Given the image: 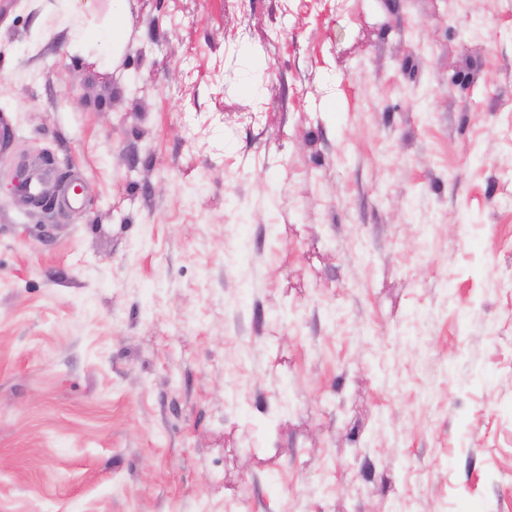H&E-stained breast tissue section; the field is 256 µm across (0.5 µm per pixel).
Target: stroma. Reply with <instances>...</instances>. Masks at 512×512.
Returning <instances> with one entry per match:
<instances>
[{"label":"stroma","instance_id":"35a3bbf8","mask_svg":"<svg viewBox=\"0 0 512 512\" xmlns=\"http://www.w3.org/2000/svg\"><path fill=\"white\" fill-rule=\"evenodd\" d=\"M55 4L0 0V512H512V0H129L108 70Z\"/></svg>","mask_w":512,"mask_h":512}]
</instances>
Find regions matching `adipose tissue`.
<instances>
[{
	"instance_id": "adipose-tissue-1",
	"label": "adipose tissue",
	"mask_w": 512,
	"mask_h": 512,
	"mask_svg": "<svg viewBox=\"0 0 512 512\" xmlns=\"http://www.w3.org/2000/svg\"><path fill=\"white\" fill-rule=\"evenodd\" d=\"M63 22L69 26L74 50L96 49L103 68L114 66L127 42L128 0H112V24L104 28L86 27L83 19L97 8V0H63Z\"/></svg>"
}]
</instances>
